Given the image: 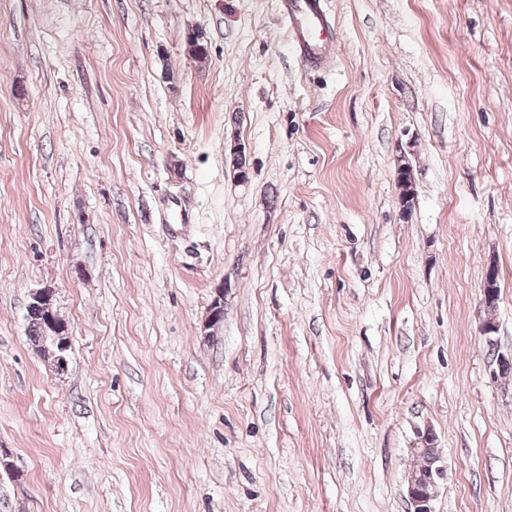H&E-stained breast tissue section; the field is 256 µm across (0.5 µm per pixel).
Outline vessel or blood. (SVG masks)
I'll return each instance as SVG.
<instances>
[{"mask_svg": "<svg viewBox=\"0 0 512 512\" xmlns=\"http://www.w3.org/2000/svg\"><path fill=\"white\" fill-rule=\"evenodd\" d=\"M278 14L288 23L290 40L310 66L327 64L338 33L328 19L323 0H275Z\"/></svg>", "mask_w": 512, "mask_h": 512, "instance_id": "vessel-or-blood-1", "label": "vessel or blood"}]
</instances>
